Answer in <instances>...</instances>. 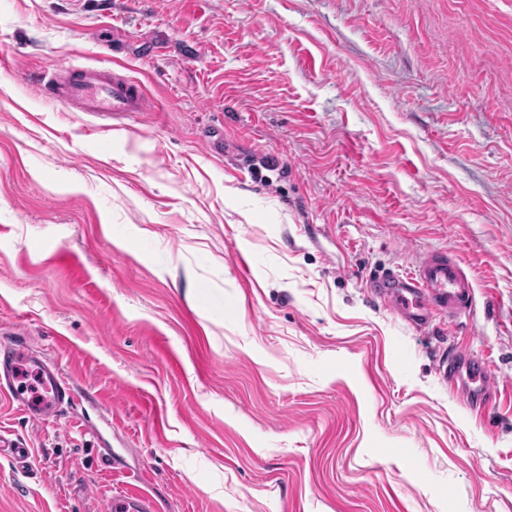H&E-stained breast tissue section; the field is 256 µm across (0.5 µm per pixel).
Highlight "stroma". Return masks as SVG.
<instances>
[{"mask_svg": "<svg viewBox=\"0 0 512 512\" xmlns=\"http://www.w3.org/2000/svg\"><path fill=\"white\" fill-rule=\"evenodd\" d=\"M107 56L153 111L69 112L31 78ZM436 252L474 281L462 323L371 298ZM13 338L95 431L0 397L32 450L0 458V512H103L104 448L165 512H512V0H0ZM451 349L487 367L483 415L440 379Z\"/></svg>", "mask_w": 512, "mask_h": 512, "instance_id": "obj_1", "label": "stroma"}]
</instances>
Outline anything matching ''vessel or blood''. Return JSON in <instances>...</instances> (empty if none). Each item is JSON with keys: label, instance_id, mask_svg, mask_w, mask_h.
Wrapping results in <instances>:
<instances>
[{"label": "vessel or blood", "instance_id": "obj_1", "mask_svg": "<svg viewBox=\"0 0 512 512\" xmlns=\"http://www.w3.org/2000/svg\"><path fill=\"white\" fill-rule=\"evenodd\" d=\"M36 80L72 112L116 119L150 109L141 85L121 65L109 61L61 64L50 72L37 73ZM366 285L374 299L391 305L414 327L428 326L440 316H464L474 302L473 280L462 259L445 253L426 256L406 275L391 269L370 275ZM439 371L449 388H465L473 403L487 402L492 396L486 367L478 360L454 353L440 360ZM0 396L32 421L77 411L84 400L56 361L15 340L0 343ZM108 508L110 512H160L151 493L137 486L111 496Z\"/></svg>", "mask_w": 512, "mask_h": 512}]
</instances>
